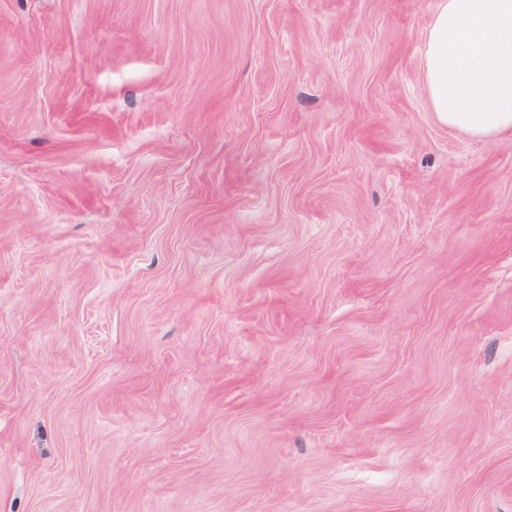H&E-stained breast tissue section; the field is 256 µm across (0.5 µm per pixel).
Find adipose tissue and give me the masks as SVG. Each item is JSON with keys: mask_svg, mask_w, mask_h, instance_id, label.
Wrapping results in <instances>:
<instances>
[{"mask_svg": "<svg viewBox=\"0 0 512 512\" xmlns=\"http://www.w3.org/2000/svg\"><path fill=\"white\" fill-rule=\"evenodd\" d=\"M424 80L442 124L481 140L512 132V0H440Z\"/></svg>", "mask_w": 512, "mask_h": 512, "instance_id": "ef3b65f1", "label": "adipose tissue"}]
</instances>
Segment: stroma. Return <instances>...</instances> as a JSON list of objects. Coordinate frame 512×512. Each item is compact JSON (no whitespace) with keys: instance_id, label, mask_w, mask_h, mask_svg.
<instances>
[{"instance_id":"obj_1","label":"stroma","mask_w":512,"mask_h":512,"mask_svg":"<svg viewBox=\"0 0 512 512\" xmlns=\"http://www.w3.org/2000/svg\"><path fill=\"white\" fill-rule=\"evenodd\" d=\"M439 0H0V512H512V133ZM424 51L432 111L489 140L512 132V0H439Z\"/></svg>"}]
</instances>
